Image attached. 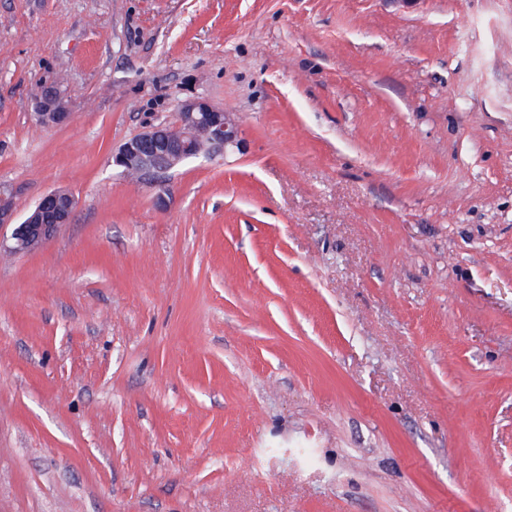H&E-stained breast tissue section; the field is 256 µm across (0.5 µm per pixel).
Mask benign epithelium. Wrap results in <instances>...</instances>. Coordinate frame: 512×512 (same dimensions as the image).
Wrapping results in <instances>:
<instances>
[{"instance_id":"obj_1","label":"benign epithelium","mask_w":512,"mask_h":512,"mask_svg":"<svg viewBox=\"0 0 512 512\" xmlns=\"http://www.w3.org/2000/svg\"><path fill=\"white\" fill-rule=\"evenodd\" d=\"M69 113L62 111L61 93L55 86L44 96L40 123L47 127L62 125ZM241 137L231 114L214 107L207 100L196 98L179 105L177 121L162 123L131 138L115 156V162L126 175L137 179L165 174L176 164L189 159L222 154L229 147H239ZM78 201L59 189L45 193L34 209L19 224L11 201L0 191V229L12 227V245L0 250L21 253L39 248L58 231L74 220Z\"/></svg>"}]
</instances>
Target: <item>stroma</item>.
<instances>
[{
    "label": "stroma",
    "mask_w": 512,
    "mask_h": 512,
    "mask_svg": "<svg viewBox=\"0 0 512 512\" xmlns=\"http://www.w3.org/2000/svg\"><path fill=\"white\" fill-rule=\"evenodd\" d=\"M0 187V512H512V0H0ZM40 123L47 127L62 125L69 119V112L62 111L61 93L55 86L48 88L44 96V107ZM177 121L162 123L131 138L115 156L127 176L142 179L165 174L177 163L204 156L223 154L229 147L238 148L241 137L231 114L196 98L179 105ZM203 141L206 147L198 144ZM148 162L135 166L133 162ZM76 197L63 194L61 189L45 193L34 209L26 215L20 224H15V210L11 201L0 191V252L21 253L39 248L51 240L65 225L71 224L77 210ZM13 226L11 246H4L1 230Z\"/></svg>",
    "instance_id": "35a3bbf8"
}]
</instances>
